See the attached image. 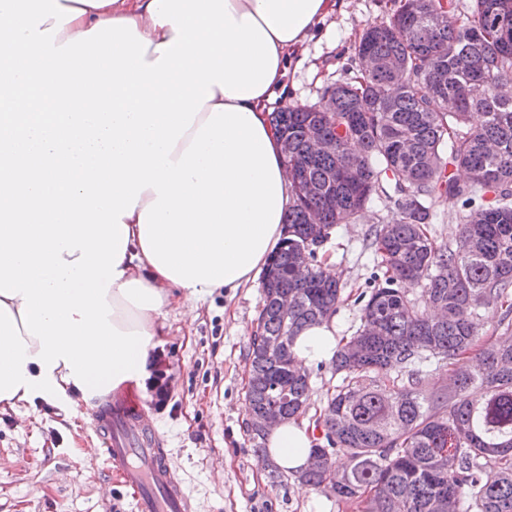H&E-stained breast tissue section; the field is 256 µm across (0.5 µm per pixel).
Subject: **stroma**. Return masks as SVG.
Returning a JSON list of instances; mask_svg holds the SVG:
<instances>
[{
	"instance_id": "1",
	"label": "stroma",
	"mask_w": 512,
	"mask_h": 512,
	"mask_svg": "<svg viewBox=\"0 0 512 512\" xmlns=\"http://www.w3.org/2000/svg\"><path fill=\"white\" fill-rule=\"evenodd\" d=\"M394 9V0H343L308 43L299 66L290 68L289 104H315L327 85L353 76L354 42L367 24L388 19ZM393 211L392 200L374 198L356 223L334 228L317 253L344 287L336 312L339 338L355 334L361 316L357 297L379 282L369 233ZM260 295L257 283L214 293L199 301V316L189 330L182 307L168 306L166 334L155 355L169 379L171 399L156 409L146 383H129L127 391L149 406L194 512H362L361 504L337 503L318 489L298 496L297 475L271 477L254 451L245 393ZM86 456L93 461L89 473L82 467ZM133 503V490L106 461L81 395L0 413V512H133Z\"/></svg>"
}]
</instances>
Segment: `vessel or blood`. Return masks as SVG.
<instances>
[{
	"label": "vessel or blood",
	"instance_id": "b4317fda",
	"mask_svg": "<svg viewBox=\"0 0 512 512\" xmlns=\"http://www.w3.org/2000/svg\"><path fill=\"white\" fill-rule=\"evenodd\" d=\"M92 425L106 445L110 468L136 492L135 512H192L191 496L143 405L127 398L96 399Z\"/></svg>",
	"mask_w": 512,
	"mask_h": 512
}]
</instances>
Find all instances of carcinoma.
Masks as SVG:
<instances>
[{
    "label": "carcinoma",
    "mask_w": 512,
    "mask_h": 512,
    "mask_svg": "<svg viewBox=\"0 0 512 512\" xmlns=\"http://www.w3.org/2000/svg\"><path fill=\"white\" fill-rule=\"evenodd\" d=\"M354 52L397 59L408 79L399 84L377 65L326 87L336 153H307L317 107L272 116L301 183L262 276L248 415L274 403L289 419L305 413L309 374L294 365L292 344L342 302L323 266L295 268L297 248L310 243L314 259L323 244L308 220L327 236L385 196L395 211L371 242L383 280L360 295L361 327L332 362L341 384L315 420L322 442L298 479L318 488L334 477L336 499L360 500L366 512H512V100L494 93L512 79V0H473L465 18L455 0H401L364 29ZM443 197L464 207L453 244L427 229ZM286 294L295 306L285 317ZM490 298L505 313L502 335L485 338L478 309ZM440 374L452 386L426 393Z\"/></svg>",
    "instance_id": "1"
}]
</instances>
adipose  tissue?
Listing matches in <instances>:
<instances>
[{"label":"adipose tissue","mask_w":512,"mask_h":512,"mask_svg":"<svg viewBox=\"0 0 512 512\" xmlns=\"http://www.w3.org/2000/svg\"><path fill=\"white\" fill-rule=\"evenodd\" d=\"M338 0H0V411L150 375L174 296L256 280L290 185L270 106ZM335 318L293 351L331 362ZM303 467L313 429L268 431Z\"/></svg>","instance_id":"adipose-tissue-1"}]
</instances>
